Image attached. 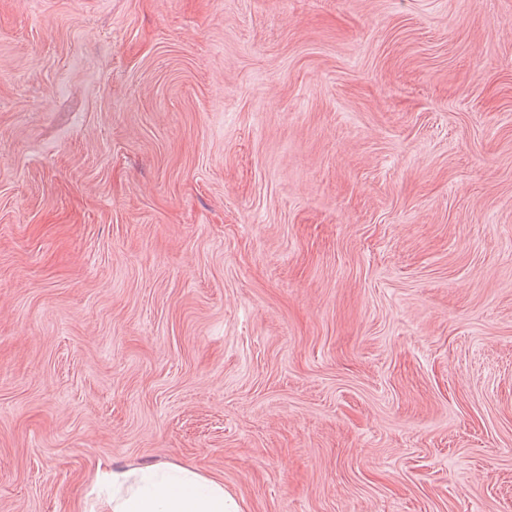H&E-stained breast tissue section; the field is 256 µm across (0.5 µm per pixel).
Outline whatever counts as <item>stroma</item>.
Instances as JSON below:
<instances>
[{
  "instance_id": "obj_1",
  "label": "stroma",
  "mask_w": 512,
  "mask_h": 512,
  "mask_svg": "<svg viewBox=\"0 0 512 512\" xmlns=\"http://www.w3.org/2000/svg\"><path fill=\"white\" fill-rule=\"evenodd\" d=\"M101 461L512 512V0H0V512Z\"/></svg>"
}]
</instances>
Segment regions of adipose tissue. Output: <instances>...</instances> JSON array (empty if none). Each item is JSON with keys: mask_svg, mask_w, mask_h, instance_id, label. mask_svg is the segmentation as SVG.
<instances>
[{"mask_svg": "<svg viewBox=\"0 0 512 512\" xmlns=\"http://www.w3.org/2000/svg\"><path fill=\"white\" fill-rule=\"evenodd\" d=\"M92 490L98 512H243L222 478L171 463L98 465Z\"/></svg>", "mask_w": 512, "mask_h": 512, "instance_id": "obj_1", "label": "adipose tissue"}]
</instances>
